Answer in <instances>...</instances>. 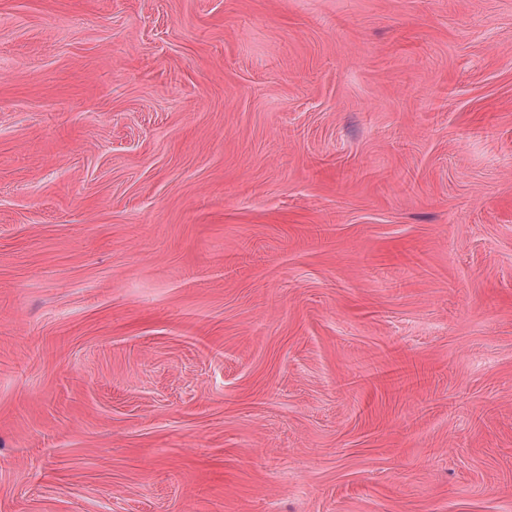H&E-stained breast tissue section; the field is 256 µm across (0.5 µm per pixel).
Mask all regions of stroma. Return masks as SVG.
<instances>
[{"mask_svg": "<svg viewBox=\"0 0 512 512\" xmlns=\"http://www.w3.org/2000/svg\"><path fill=\"white\" fill-rule=\"evenodd\" d=\"M0 512H512V0H0Z\"/></svg>", "mask_w": 512, "mask_h": 512, "instance_id": "stroma-1", "label": "stroma"}]
</instances>
